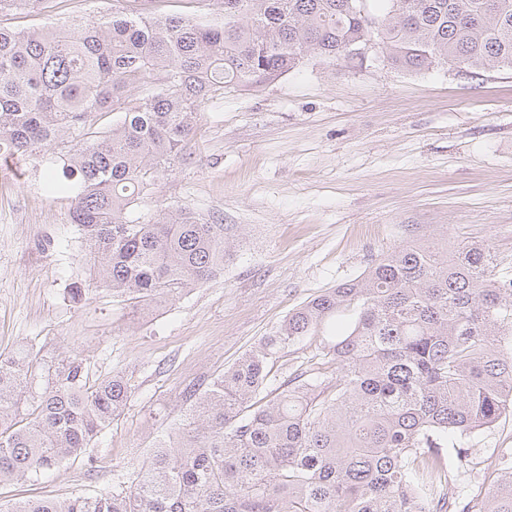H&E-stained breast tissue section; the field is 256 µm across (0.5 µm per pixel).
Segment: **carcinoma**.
<instances>
[{
    "label": "carcinoma",
    "instance_id": "carcinoma-1",
    "mask_svg": "<svg viewBox=\"0 0 512 512\" xmlns=\"http://www.w3.org/2000/svg\"><path fill=\"white\" fill-rule=\"evenodd\" d=\"M41 2L0 0V14ZM368 37L409 71L512 68V0H214L205 15L160 18L127 4L51 28L0 25V157L47 159L92 286L156 304L224 272V225L137 214L191 148L200 103L306 56L346 58ZM100 112L112 128H96ZM340 316L348 327L261 395L274 364ZM32 372L26 349L0 353V484L79 457L130 394L123 374L92 382L70 355L38 397ZM188 398L130 484L0 512H512V465L480 502L457 491L474 465L464 440L512 413V274L479 240L393 250Z\"/></svg>",
    "mask_w": 512,
    "mask_h": 512
}]
</instances>
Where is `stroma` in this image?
I'll use <instances>...</instances> for the list:
<instances>
[{"instance_id":"35a3bbf8","label":"stroma","mask_w":512,"mask_h":512,"mask_svg":"<svg viewBox=\"0 0 512 512\" xmlns=\"http://www.w3.org/2000/svg\"><path fill=\"white\" fill-rule=\"evenodd\" d=\"M117 0H44L6 26L84 20ZM189 155L159 174L140 210L190 209L224 227V271L143 310L97 289L85 304L87 246L70 202L47 195L44 166H0V352L46 366L71 355L90 378L120 372L123 412L82 457L0 485V501L93 496L129 480L158 437L205 389L302 302L354 279L414 240L452 247L486 239L512 272V69L411 72L385 58L297 68L201 103ZM51 249H44V242ZM476 467L459 480L481 499L512 457V415L467 442Z\"/></svg>"}]
</instances>
